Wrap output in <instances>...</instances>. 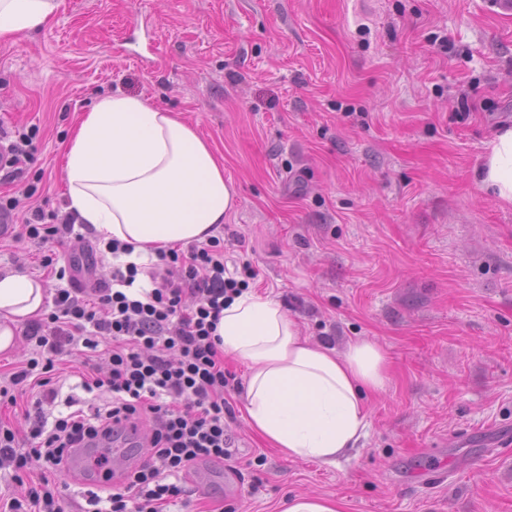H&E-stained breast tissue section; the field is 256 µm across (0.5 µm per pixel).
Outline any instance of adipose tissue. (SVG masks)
Returning a JSON list of instances; mask_svg holds the SVG:
<instances>
[{
  "label": "adipose tissue",
  "instance_id": "obj_1",
  "mask_svg": "<svg viewBox=\"0 0 512 512\" xmlns=\"http://www.w3.org/2000/svg\"><path fill=\"white\" fill-rule=\"evenodd\" d=\"M60 0H0V41L41 29ZM65 209L98 238L133 246L142 264L156 250L202 243L235 210L212 145L175 113L140 97H98L64 149ZM482 190L512 202V128L497 134L480 174ZM47 304L29 275L0 272V352L16 348L21 321ZM225 353L248 369L245 411L255 432L284 456L333 463L366 433L367 394L382 391L387 360L360 340L339 353L301 336L269 297H234L217 326Z\"/></svg>",
  "mask_w": 512,
  "mask_h": 512
}]
</instances>
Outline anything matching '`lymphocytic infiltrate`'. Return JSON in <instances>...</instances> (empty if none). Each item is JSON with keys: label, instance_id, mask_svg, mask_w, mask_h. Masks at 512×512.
Returning <instances> with one entry per match:
<instances>
[{"label": "lymphocytic infiltrate", "instance_id": "lymphocytic-infiltrate-1", "mask_svg": "<svg viewBox=\"0 0 512 512\" xmlns=\"http://www.w3.org/2000/svg\"><path fill=\"white\" fill-rule=\"evenodd\" d=\"M30 158L28 133L0 139V176L19 185L12 196L0 197V223L11 225L13 240L44 248L42 266L54 269L61 285L50 314L24 324L29 357L0 371V399L21 412L17 422H0V475L32 478L25 498H11L8 512H65L67 499L55 482L79 481L74 449L120 436L126 422L142 425L146 453L121 484L84 491L87 512H166L198 465L233 460L224 415L235 376L224 367L216 330L225 305L258 272L248 266L245 279L230 276L214 237L159 252L143 271L152 287L141 295L130 292L142 272L133 263L81 286L77 276L55 268L51 251L82 249L85 237L71 214L32 206L35 189L25 182ZM72 355L82 360L83 390L111 400L102 409L49 418L46 409L59 395L58 366Z\"/></svg>", "mask_w": 512, "mask_h": 512}]
</instances>
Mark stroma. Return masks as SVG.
<instances>
[{
	"label": "stroma",
	"instance_id": "obj_1",
	"mask_svg": "<svg viewBox=\"0 0 512 512\" xmlns=\"http://www.w3.org/2000/svg\"><path fill=\"white\" fill-rule=\"evenodd\" d=\"M0 42V129L38 127L27 180L64 206L63 149L93 99L179 114L237 190L219 227L303 336L374 341L389 367L336 463L288 459L232 416L240 477L201 466L171 512H512V204L477 171L512 127V11L490 0H60ZM158 52L138 60L149 40ZM284 512H341V504L330 496L296 495Z\"/></svg>",
	"mask_w": 512,
	"mask_h": 512
}]
</instances>
